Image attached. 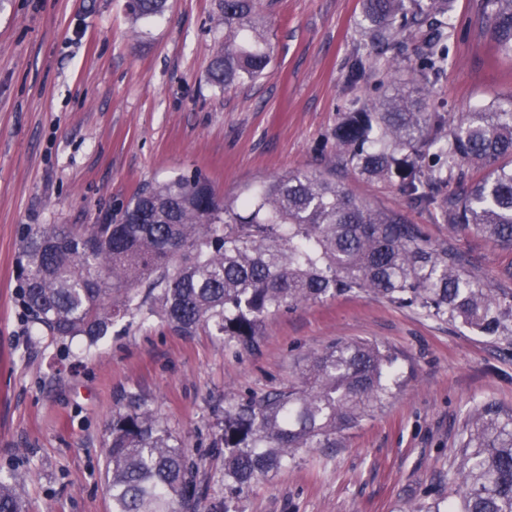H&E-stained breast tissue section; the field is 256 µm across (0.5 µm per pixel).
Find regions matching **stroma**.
<instances>
[{
	"label": "stroma",
	"instance_id": "obj_1",
	"mask_svg": "<svg viewBox=\"0 0 512 512\" xmlns=\"http://www.w3.org/2000/svg\"><path fill=\"white\" fill-rule=\"evenodd\" d=\"M474 0H453L448 65L431 81L433 111L457 119L512 99V60L472 25ZM218 0H168L134 22L126 0H0V475L24 474L25 512H111L105 444L116 411L141 403L187 445L206 502L224 497L213 442L228 402L297 383L335 341L397 354L404 384L332 448H303L235 497L234 512H406L458 479L450 460L467 412L512 410V337L483 336L423 311L348 293L269 317L256 350L174 332L139 314L96 345L59 341L28 321L17 261L28 227L104 224L144 184L199 175L240 193L269 177L323 172L375 207L422 225L436 245L512 295V250L451 232L390 184L338 164L342 112L391 92L369 70L346 81L365 49L362 0H262L273 50L267 77L225 89L209 66Z\"/></svg>",
	"mask_w": 512,
	"mask_h": 512
}]
</instances>
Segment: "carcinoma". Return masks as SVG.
<instances>
[{"label": "carcinoma", "mask_w": 512, "mask_h": 512, "mask_svg": "<svg viewBox=\"0 0 512 512\" xmlns=\"http://www.w3.org/2000/svg\"><path fill=\"white\" fill-rule=\"evenodd\" d=\"M167 0H131L137 20L161 16ZM260 0H220L224 40L212 79L229 88L257 80L271 47L256 27ZM477 23L512 59V0H479ZM373 50L353 55L348 81L383 70L400 87L341 114L336 156L359 176L395 183L416 207L455 231L512 248V100L476 105L450 123L431 111L429 75L448 64L451 0H363ZM413 25L418 73L387 56L396 25ZM484 177L465 184L466 171ZM462 182L448 195V181ZM355 291L485 336L512 334V296L501 297L432 244L422 227L372 207L333 178L293 171L243 195L217 194L204 177L175 176L142 187L118 223L52 224L22 241L19 297L32 325L57 340L94 344L114 320L138 311L175 332L207 329L244 350L258 347L265 320L288 306ZM396 357L370 343L336 342L309 360L303 380L231 404L213 447L224 449V491L241 493L299 448H331L336 435L370 417L400 387ZM451 467L454 500L410 512H512V412L469 410ZM199 466L155 412L138 405L112 417L105 474L112 512H197ZM0 479V512H24L17 485Z\"/></svg>", "instance_id": "carcinoma-1"}]
</instances>
